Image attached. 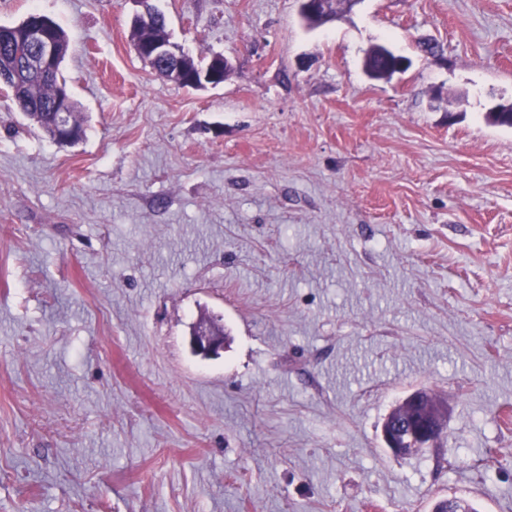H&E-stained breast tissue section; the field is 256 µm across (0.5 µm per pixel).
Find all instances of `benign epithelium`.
Returning a JSON list of instances; mask_svg holds the SVG:
<instances>
[{"mask_svg":"<svg viewBox=\"0 0 512 512\" xmlns=\"http://www.w3.org/2000/svg\"><path fill=\"white\" fill-rule=\"evenodd\" d=\"M331 0H301L300 12L319 23H326L332 19L329 11ZM24 39L26 53L23 64L37 76L50 79L57 72L59 57L54 35L50 30V22L41 15L26 19ZM135 51L139 57L150 64L158 61L165 63L176 83L184 88L197 89L207 85L217 86L224 82V72L229 68L227 59L218 56L214 68L200 70L198 73L188 72L192 55L183 48L169 42H140L136 44ZM55 135L63 141H69L67 134L73 128L70 115L69 97L60 98L54 107ZM191 345L195 354L203 358L216 357L224 351V334L218 333L208 326H198L191 336ZM406 423L392 421L383 426L382 437L391 451L399 457L409 455L406 448L397 447L399 436ZM444 420H432L421 423L415 433L418 444L424 448L434 445L442 435Z\"/></svg>","mask_w":512,"mask_h":512,"instance_id":"obj_1","label":"benign epithelium"}]
</instances>
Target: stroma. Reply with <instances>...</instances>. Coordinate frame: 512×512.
Here are the masks:
<instances>
[{"label":"stroma","instance_id":"1","mask_svg":"<svg viewBox=\"0 0 512 512\" xmlns=\"http://www.w3.org/2000/svg\"><path fill=\"white\" fill-rule=\"evenodd\" d=\"M152 3L223 83L142 61L136 0H0L65 30L85 127L0 84V512H512V0ZM423 388L444 432L395 456ZM398 65V60L390 54L385 47L377 46L372 49L365 61L368 76L374 80H389L393 77L390 70ZM53 112L55 135L64 142H69L67 134L73 128L69 97L58 99L53 107ZM224 337L208 326H198L191 336V345L194 353L202 358L216 357L224 350ZM406 426L405 422L402 421H392L388 422L386 425L383 426L382 429V437L384 442L387 446H390L389 448L393 453H395L399 457H406L413 455V452L416 448H410V454L408 448H397L398 446L397 441L399 436L403 432V428Z\"/></svg>","mask_w":512,"mask_h":512}]
</instances>
